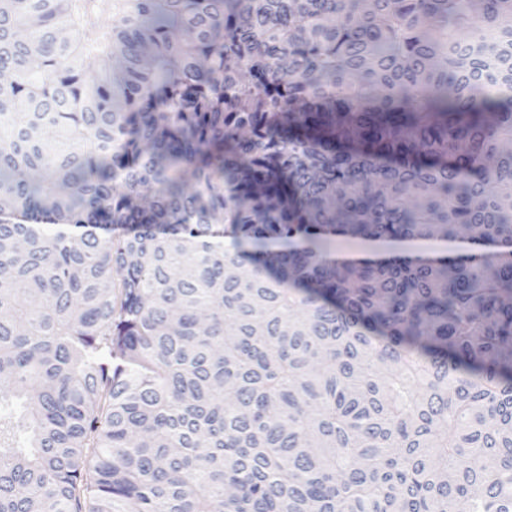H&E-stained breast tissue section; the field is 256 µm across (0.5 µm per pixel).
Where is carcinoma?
I'll use <instances>...</instances> for the list:
<instances>
[{
  "label": "carcinoma",
  "mask_w": 512,
  "mask_h": 512,
  "mask_svg": "<svg viewBox=\"0 0 512 512\" xmlns=\"http://www.w3.org/2000/svg\"><path fill=\"white\" fill-rule=\"evenodd\" d=\"M112 6L0 0V512H512V0Z\"/></svg>",
  "instance_id": "1"
}]
</instances>
